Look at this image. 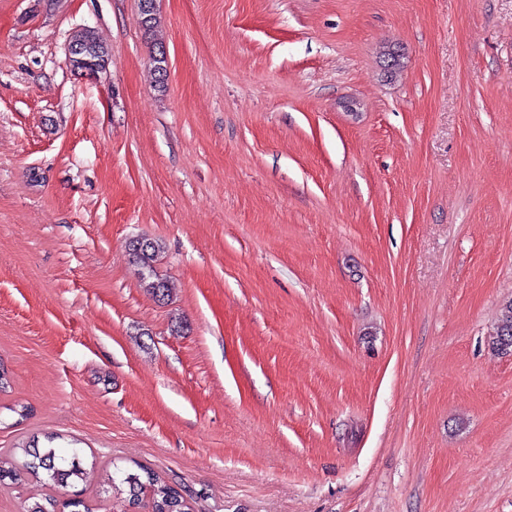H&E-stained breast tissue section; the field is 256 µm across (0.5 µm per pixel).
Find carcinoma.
Wrapping results in <instances>:
<instances>
[{
  "label": "carcinoma",
  "mask_w": 512,
  "mask_h": 512,
  "mask_svg": "<svg viewBox=\"0 0 512 512\" xmlns=\"http://www.w3.org/2000/svg\"><path fill=\"white\" fill-rule=\"evenodd\" d=\"M70 45L85 48V52L73 59V66H96L105 70L109 53L91 29H81L70 39ZM131 262L138 267V274L143 288L154 297L165 299L171 289L169 281L162 280L158 274L155 262L160 252L158 241L151 240L146 248L128 247ZM492 348L502 354H512V300L504 304L500 317L491 338ZM24 455L29 460L18 464L12 460L0 457V486L16 484L22 480V475L37 476L44 472L45 479L40 486L51 490L56 488H73V497L66 502H60L50 495L33 497L25 512H56L57 506L70 509V512H92L85 498L84 490L76 489V484L90 482L96 472V462L86 463L78 450H73L70 457H60L52 447L43 450L38 446L23 448ZM102 493H112L122 504L119 512H132L141 509L143 512H189V505L182 492L164 481L151 470L141 472H125L120 483H115L112 474L102 476Z\"/></svg>",
  "instance_id": "1"
}]
</instances>
